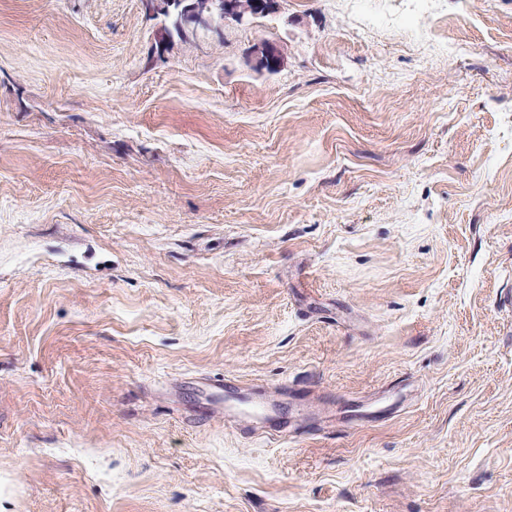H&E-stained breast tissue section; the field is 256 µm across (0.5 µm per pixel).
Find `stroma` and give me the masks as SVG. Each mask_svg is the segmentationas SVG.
Here are the masks:
<instances>
[{
	"label": "stroma",
	"mask_w": 512,
	"mask_h": 512,
	"mask_svg": "<svg viewBox=\"0 0 512 512\" xmlns=\"http://www.w3.org/2000/svg\"><path fill=\"white\" fill-rule=\"evenodd\" d=\"M155 28L0 0V512H512V0ZM246 67L259 75H273L282 71L287 64L284 47L274 40L257 39L249 46L244 55Z\"/></svg>",
	"instance_id": "obj_1"
}]
</instances>
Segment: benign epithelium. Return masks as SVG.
<instances>
[{"label":"benign epithelium","mask_w":512,"mask_h":512,"mask_svg":"<svg viewBox=\"0 0 512 512\" xmlns=\"http://www.w3.org/2000/svg\"><path fill=\"white\" fill-rule=\"evenodd\" d=\"M189 21L219 35L228 29H246L255 26L256 18L268 16L280 9V4L271 8H255L256 0H189ZM246 67L259 75H273L287 64L284 47L274 40L257 39L244 55Z\"/></svg>","instance_id":"7a95c632"}]
</instances>
